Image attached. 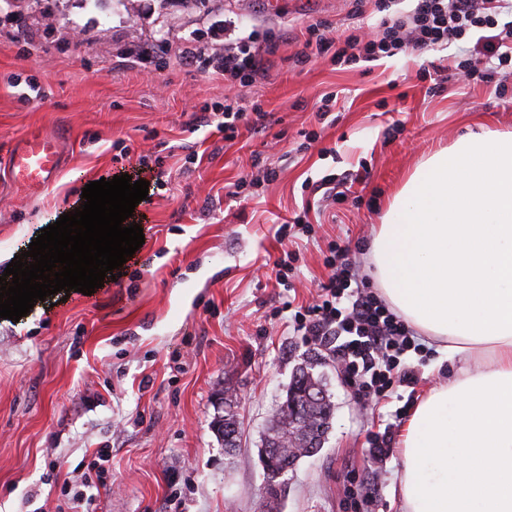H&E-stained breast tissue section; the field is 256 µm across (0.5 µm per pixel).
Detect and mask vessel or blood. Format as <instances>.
<instances>
[{
  "mask_svg": "<svg viewBox=\"0 0 512 512\" xmlns=\"http://www.w3.org/2000/svg\"><path fill=\"white\" fill-rule=\"evenodd\" d=\"M61 167V152L58 143L49 136L32 134L13 153L10 173L14 182L32 189L51 185Z\"/></svg>",
  "mask_w": 512,
  "mask_h": 512,
  "instance_id": "1",
  "label": "vessel or blood"
}]
</instances>
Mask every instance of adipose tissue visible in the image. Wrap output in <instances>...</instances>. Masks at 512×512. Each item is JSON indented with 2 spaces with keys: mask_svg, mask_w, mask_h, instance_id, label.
I'll return each instance as SVG.
<instances>
[{
  "mask_svg": "<svg viewBox=\"0 0 512 512\" xmlns=\"http://www.w3.org/2000/svg\"><path fill=\"white\" fill-rule=\"evenodd\" d=\"M371 259L393 310L453 368L403 428L404 512H512V132H471L423 161Z\"/></svg>",
  "mask_w": 512,
  "mask_h": 512,
  "instance_id": "ef3b65f1",
  "label": "adipose tissue"
}]
</instances>
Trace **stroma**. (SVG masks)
I'll return each instance as SVG.
<instances>
[{
	"mask_svg": "<svg viewBox=\"0 0 512 512\" xmlns=\"http://www.w3.org/2000/svg\"><path fill=\"white\" fill-rule=\"evenodd\" d=\"M359 20L354 0H0V253L20 254L90 182L149 184L131 217L145 242L103 287L0 318V512H56L95 473L104 486L93 512H258L262 439L302 367L324 378L334 411L321 450L289 471L280 512H403L392 415L446 380L435 342L407 357L414 388L367 400L330 352L294 331L288 302L316 300L335 245L372 284L366 249L392 195L468 130L512 131V92L498 97L448 70L429 91L420 67L453 46L345 69L298 62L310 23L336 37ZM247 34L276 44L242 91L274 121L228 141L202 123L224 107L223 78L182 50L220 53ZM19 82L43 99L19 100ZM336 91L342 112L318 121L321 98ZM33 133L61 145V171L43 190L7 175ZM266 167L278 176L258 197L225 199V185ZM327 175L362 176L359 200L310 215L312 233L294 225L278 238L306 185ZM287 252L283 287L268 261ZM228 387L241 429L231 455L212 428ZM383 430L377 462L369 440ZM102 448L112 451L105 464Z\"/></svg>",
	"mask_w": 512,
	"mask_h": 512,
	"instance_id": "stroma-1",
	"label": "stroma"
}]
</instances>
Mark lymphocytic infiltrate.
I'll return each instance as SVG.
<instances>
[{
    "instance_id": "obj_1",
    "label": "lymphocytic infiltrate",
    "mask_w": 512,
    "mask_h": 512,
    "mask_svg": "<svg viewBox=\"0 0 512 512\" xmlns=\"http://www.w3.org/2000/svg\"><path fill=\"white\" fill-rule=\"evenodd\" d=\"M390 5L391 0H374L381 19L369 35L354 31L337 42L326 36L323 23L308 25L302 61L326 56L342 67L456 44L460 51L453 68L467 81L494 86L499 96L512 87V0H413L412 8L395 18L386 15ZM477 30L485 31L490 49L484 61L463 47ZM274 49V44L263 46L247 36L208 58V66L223 76L231 91L223 111L206 118L225 139H234L243 125L266 128L269 113H249L241 90L261 79L263 57ZM326 264L332 274L322 285L318 302L294 312V330L327 347L362 395L380 400L391 397L396 388L412 387L417 374L404 357L421 349L413 330L376 293L355 286L346 250L332 248Z\"/></svg>"
}]
</instances>
